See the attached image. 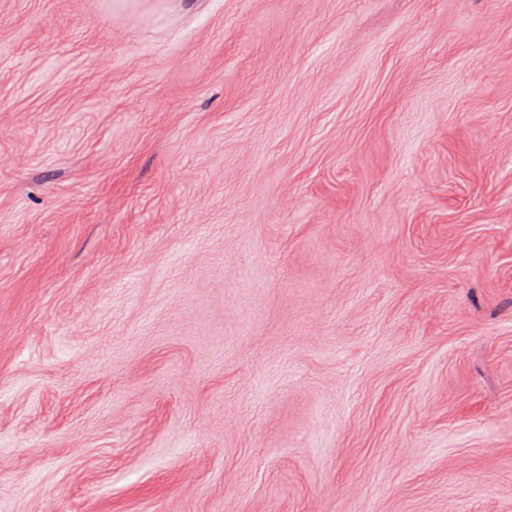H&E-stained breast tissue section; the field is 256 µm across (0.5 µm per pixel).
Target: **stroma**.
I'll return each mask as SVG.
<instances>
[{
  "label": "stroma",
  "instance_id": "stroma-1",
  "mask_svg": "<svg viewBox=\"0 0 512 512\" xmlns=\"http://www.w3.org/2000/svg\"><path fill=\"white\" fill-rule=\"evenodd\" d=\"M0 512H512V0H0Z\"/></svg>",
  "mask_w": 512,
  "mask_h": 512
}]
</instances>
